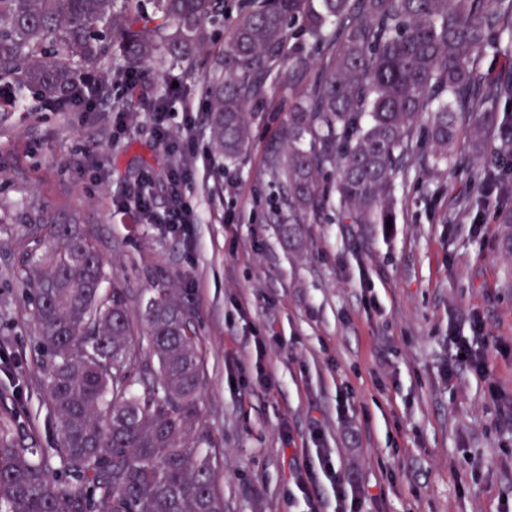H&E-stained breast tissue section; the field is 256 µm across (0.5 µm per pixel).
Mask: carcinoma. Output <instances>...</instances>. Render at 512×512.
I'll list each match as a JSON object with an SVG mask.
<instances>
[{"label": "carcinoma", "mask_w": 512, "mask_h": 512, "mask_svg": "<svg viewBox=\"0 0 512 512\" xmlns=\"http://www.w3.org/2000/svg\"><path fill=\"white\" fill-rule=\"evenodd\" d=\"M225 11L226 0H0V92L121 112L131 79L193 63ZM487 51L512 53V0H248L204 80L215 155L247 145L251 103L303 85L267 156L288 223L334 205L341 224H384L420 145L426 175L463 164L464 129L490 166L512 157L499 116L512 76H484ZM499 196L495 223L509 229L512 180ZM31 221L24 283L58 443L23 448L15 417L0 416V512H224L216 456L188 442L207 439L193 311L154 288L134 316L122 281L103 287L81 225ZM141 336L155 367L139 359Z\"/></svg>", "instance_id": "1"}]
</instances>
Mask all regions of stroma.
Here are the masks:
<instances>
[{
	"label": "stroma",
	"instance_id": "35a3bbf8",
	"mask_svg": "<svg viewBox=\"0 0 512 512\" xmlns=\"http://www.w3.org/2000/svg\"><path fill=\"white\" fill-rule=\"evenodd\" d=\"M243 3L228 0L220 38L167 95L169 145L155 138L150 83L121 112L0 116V319L18 357L0 372V413L19 420L20 445L56 446L16 278L33 204L77 217L134 303L161 280L193 310L224 512H303L289 457L320 448L363 492L362 512H500L512 502V253L487 171L469 160L425 178L413 160L389 226L275 218L266 160L287 92L269 93L246 149L220 164L201 85ZM172 165L189 170L202 218L186 235L119 208L143 192L163 214ZM454 336L490 339L488 376L454 366Z\"/></svg>",
	"mask_w": 512,
	"mask_h": 512
}]
</instances>
